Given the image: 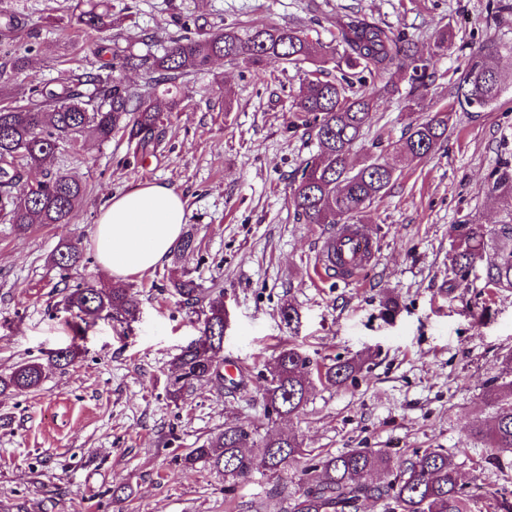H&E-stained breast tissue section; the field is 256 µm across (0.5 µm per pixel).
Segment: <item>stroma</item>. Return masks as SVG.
<instances>
[{
  "mask_svg": "<svg viewBox=\"0 0 512 512\" xmlns=\"http://www.w3.org/2000/svg\"><path fill=\"white\" fill-rule=\"evenodd\" d=\"M108 2L111 28L88 33L69 20L70 0H0L21 20L13 35L0 33V53H29L6 87L11 105H24L32 86L55 83L65 69H98L101 42L141 54L219 27L289 26L326 44L336 34L329 17L352 9L413 36L423 55L443 26L456 37L434 62L423 110L410 114L402 110L407 71L393 75L390 94L369 73L325 68L326 78H348L355 91L374 95L353 161L377 154L397 168L361 218L379 248L357 282L315 276L328 231L298 223L288 203V184L317 146L292 128L304 74L287 64L273 60L257 73L218 60L182 78L179 107L165 113L138 162L119 134L86 151L61 147V170L86 187L72 222L20 234L0 220V371L47 361L71 345L79 354L66 369L48 368L37 391L0 395V512H266L272 496L295 495L304 468L351 448L385 450L397 460L441 448L465 484L512 499V454L499 468L482 463L484 450L468 434L470 422L490 415L488 392L512 353V292L486 288L479 270L462 285L448 282L450 225L490 229L512 220L487 191L492 173H512V90L486 111L456 113L447 142L430 157L401 160L393 150L408 122L452 106L451 87L473 50L499 44L495 63L512 68V15L495 16L492 0ZM151 183L182 196L185 229L199 249L123 279L139 302L131 323L104 318L77 332L58 305L63 289L113 285L91 245L100 208ZM65 240L80 241L84 253L68 272L50 262ZM177 271L223 288L228 326L219 356L248 369L246 388L222 394L203 383L185 404L167 398L175 358L199 339L204 319L201 306L168 292ZM287 305L297 323L283 320ZM288 344L319 366L365 360L345 384L311 387L299 419L275 422L300 436L306 455L280 479L255 477L231 490L209 468L179 467L176 455L217 428L257 418L260 376Z\"/></svg>",
  "mask_w": 512,
  "mask_h": 512,
  "instance_id": "35a3bbf8",
  "label": "stroma"
}]
</instances>
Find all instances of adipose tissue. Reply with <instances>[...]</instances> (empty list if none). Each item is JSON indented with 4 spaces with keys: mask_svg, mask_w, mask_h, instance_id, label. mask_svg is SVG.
<instances>
[{
    "mask_svg": "<svg viewBox=\"0 0 512 512\" xmlns=\"http://www.w3.org/2000/svg\"><path fill=\"white\" fill-rule=\"evenodd\" d=\"M184 222V201L166 185L146 184L112 196L92 236L101 269L117 280L161 265Z\"/></svg>",
    "mask_w": 512,
    "mask_h": 512,
    "instance_id": "ef3b65f1",
    "label": "adipose tissue"
}]
</instances>
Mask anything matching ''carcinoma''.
Masks as SVG:
<instances>
[{
	"label": "carcinoma",
	"mask_w": 512,
	"mask_h": 512,
	"mask_svg": "<svg viewBox=\"0 0 512 512\" xmlns=\"http://www.w3.org/2000/svg\"><path fill=\"white\" fill-rule=\"evenodd\" d=\"M76 22L87 32H98L112 24L106 0H77ZM336 46L310 40L291 27H265L242 34L235 28H218L198 38L174 41L162 54H134L117 47H99L112 55V62L95 72H63L54 85H36L24 106L0 105V216L19 233L35 224H69L75 216L86 187L56 168L57 153L65 142L91 137L97 142L121 132L136 149L146 152L154 145L155 131L163 109L157 91L169 96L168 110L180 102L178 80L202 71L213 59L243 63L257 71L278 59L307 71L299 88L295 108L302 125L316 140L318 153L305 160L300 177L289 187V203L302 224H321L335 230L348 224L381 198L393 182L395 168L381 157L368 156L360 164L351 162L353 147L362 138L373 109L372 98L352 86L322 80L319 74L332 63L349 70L361 69L379 76L414 62L404 109L423 106L424 91L433 77L432 58L448 51L453 29L446 26L433 38L432 56L423 58L410 38L395 35L366 15L354 13L336 21ZM499 53L491 44L474 52L455 92V108L461 112H483L492 107L504 88L512 86V73L491 65L487 57ZM134 66L148 75L142 88H132L112 76L117 65ZM452 115L444 110L422 123H409L399 140V153L412 160L425 159L448 140ZM25 168L42 169L43 180L16 188ZM491 191L512 208V177L494 179ZM458 242L450 259L451 282L466 279L476 267L483 268L485 284L501 291L512 290V224L485 230L471 224L450 226ZM83 258L76 243H64L52 255L62 271L77 266ZM171 294L182 301L205 306L202 335L176 357V371L167 387V397L178 405L187 400L202 382L224 390V360L217 353L224 343L223 290L204 288L185 275L170 280ZM63 308L85 326L107 315L135 318L138 302L126 288L108 290L77 285L66 291ZM77 351L61 348L50 364L63 369L73 363ZM355 361H337L312 368L298 348H280L267 373L262 376L263 419L271 423L293 420L302 413L313 380L339 386L360 369ZM46 377L43 363L25 360L0 374V394L26 393L37 389ZM493 412L488 419L470 426V436L491 449L488 464H500V453L512 452V380L502 379L490 391ZM304 455L303 443L293 432L259 435L258 426L226 424L197 448L180 455V464H201L224 475V483L235 485L258 473L268 478L281 476L289 462ZM371 497L383 512H512V501L474 485L467 490L457 467L441 448H429L397 461L389 453L370 448H353L327 456L306 470L297 496L288 512H358V502Z\"/></svg>",
	"instance_id": "cac0c4a2"
}]
</instances>
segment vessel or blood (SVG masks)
Masks as SVG:
<instances>
[{
  "instance_id": "1",
  "label": "vessel or blood",
  "mask_w": 512,
  "mask_h": 512,
  "mask_svg": "<svg viewBox=\"0 0 512 512\" xmlns=\"http://www.w3.org/2000/svg\"><path fill=\"white\" fill-rule=\"evenodd\" d=\"M378 250L377 244L362 235L356 225L348 224L338 228L335 235L326 238L320 254L318 272H325V257H335L336 274L338 277L353 279L360 275L372 262Z\"/></svg>"
}]
</instances>
